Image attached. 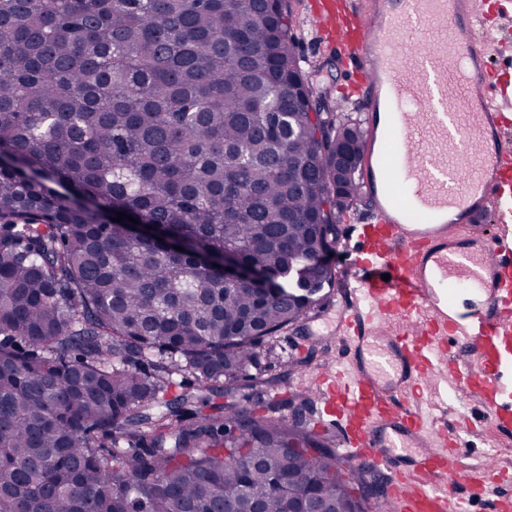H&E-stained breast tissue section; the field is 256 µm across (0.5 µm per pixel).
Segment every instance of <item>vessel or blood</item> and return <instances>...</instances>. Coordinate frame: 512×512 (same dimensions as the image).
Here are the masks:
<instances>
[{
	"instance_id": "obj_1",
	"label": "vessel or blood",
	"mask_w": 512,
	"mask_h": 512,
	"mask_svg": "<svg viewBox=\"0 0 512 512\" xmlns=\"http://www.w3.org/2000/svg\"><path fill=\"white\" fill-rule=\"evenodd\" d=\"M315 17L335 19L362 88L369 213L344 274L353 300L337 322L345 366L319 369L312 381L341 428V455L394 471L393 512H448L442 483L464 450L449 445L446 423L420 411V397L404 393L447 369L487 428L512 432V321L488 310L512 305L507 77L491 68L478 0H372L366 9L321 0ZM489 210L495 230L471 246L463 232ZM466 288L483 289L486 305L458 312ZM452 345L473 347L476 364L459 362ZM380 429L415 454L398 457L376 439ZM495 471L487 464L462 478L478 496Z\"/></svg>"
}]
</instances>
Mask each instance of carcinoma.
<instances>
[{"label":"carcinoma","instance_id":"cac0c4a2","mask_svg":"<svg viewBox=\"0 0 512 512\" xmlns=\"http://www.w3.org/2000/svg\"><path fill=\"white\" fill-rule=\"evenodd\" d=\"M282 2L0 0V512H392L312 395L234 401L360 196Z\"/></svg>","mask_w":512,"mask_h":512}]
</instances>
